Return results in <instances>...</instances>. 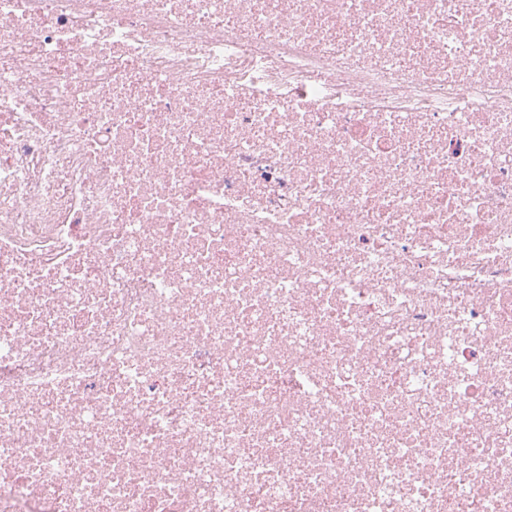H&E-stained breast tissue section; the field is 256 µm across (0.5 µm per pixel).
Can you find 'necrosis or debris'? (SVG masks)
Here are the masks:
<instances>
[{
  "label": "necrosis or debris",
  "mask_w": 512,
  "mask_h": 512,
  "mask_svg": "<svg viewBox=\"0 0 512 512\" xmlns=\"http://www.w3.org/2000/svg\"><path fill=\"white\" fill-rule=\"evenodd\" d=\"M0 512H512V0H0Z\"/></svg>",
  "instance_id": "1"
}]
</instances>
